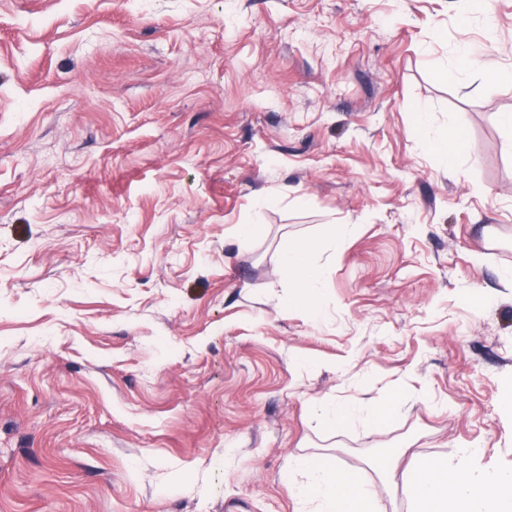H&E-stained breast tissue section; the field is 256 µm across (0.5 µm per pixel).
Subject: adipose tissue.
<instances>
[{
	"instance_id": "adipose-tissue-1",
	"label": "adipose tissue",
	"mask_w": 512,
	"mask_h": 512,
	"mask_svg": "<svg viewBox=\"0 0 512 512\" xmlns=\"http://www.w3.org/2000/svg\"><path fill=\"white\" fill-rule=\"evenodd\" d=\"M283 269L294 290L289 306L319 309L324 271L315 262L311 247L289 251ZM396 410L393 404L351 401L324 407L319 418L336 432L359 417L378 428ZM480 456V448L467 446L458 449L451 464L439 458L412 460L404 470L408 512H512V473L481 466ZM287 481L295 499L307 504L309 512H382L372 482L333 459L295 458Z\"/></svg>"
}]
</instances>
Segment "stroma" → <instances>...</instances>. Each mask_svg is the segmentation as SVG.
Returning <instances> with one entry per match:
<instances>
[{"label": "stroma", "mask_w": 512, "mask_h": 512, "mask_svg": "<svg viewBox=\"0 0 512 512\" xmlns=\"http://www.w3.org/2000/svg\"><path fill=\"white\" fill-rule=\"evenodd\" d=\"M507 112L512 0H0V512H297L306 454L512 472ZM352 397L398 412L318 421ZM283 269L288 277V288L297 289L288 297V307L318 311L324 271L313 259L312 248L301 245L289 251L283 258Z\"/></svg>", "instance_id": "35a3bbf8"}]
</instances>
